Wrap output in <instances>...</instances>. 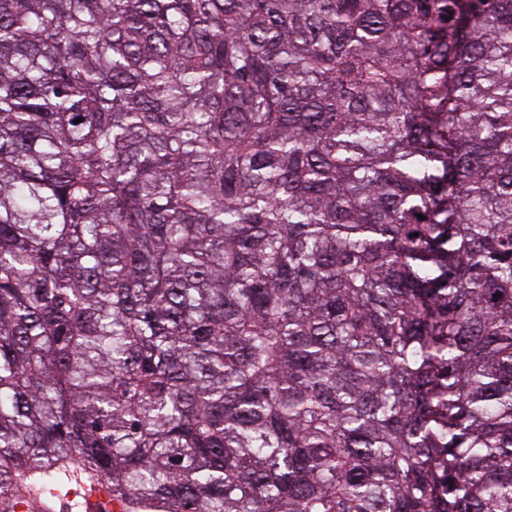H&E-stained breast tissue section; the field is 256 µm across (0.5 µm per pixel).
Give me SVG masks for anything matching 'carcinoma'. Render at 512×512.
Instances as JSON below:
<instances>
[{"instance_id":"1","label":"carcinoma","mask_w":512,"mask_h":512,"mask_svg":"<svg viewBox=\"0 0 512 512\" xmlns=\"http://www.w3.org/2000/svg\"><path fill=\"white\" fill-rule=\"evenodd\" d=\"M104 480L512 512V0H0V512Z\"/></svg>"}]
</instances>
